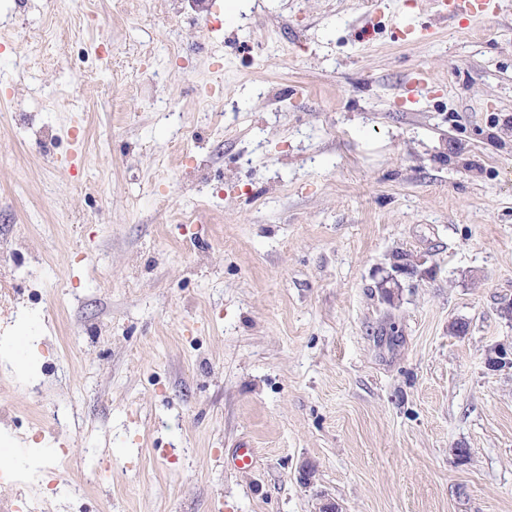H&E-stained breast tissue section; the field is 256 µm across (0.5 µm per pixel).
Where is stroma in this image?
<instances>
[{"mask_svg": "<svg viewBox=\"0 0 512 512\" xmlns=\"http://www.w3.org/2000/svg\"><path fill=\"white\" fill-rule=\"evenodd\" d=\"M21 1L0 486L40 472L42 512H512V368L486 364L512 346V0Z\"/></svg>", "mask_w": 512, "mask_h": 512, "instance_id": "35a3bbf8", "label": "stroma"}]
</instances>
